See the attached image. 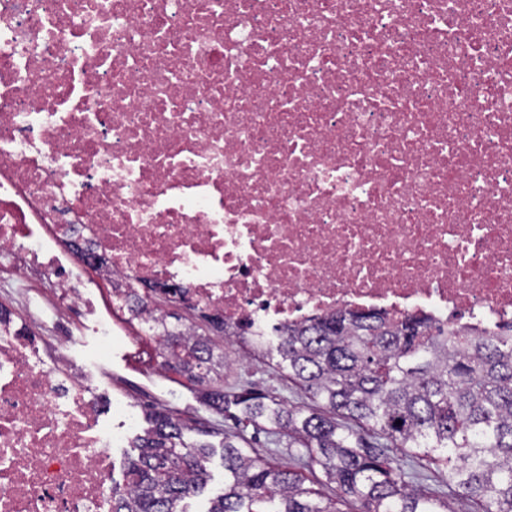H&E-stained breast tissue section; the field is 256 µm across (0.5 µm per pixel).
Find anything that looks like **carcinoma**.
<instances>
[{
    "label": "carcinoma",
    "instance_id": "cac0c4a2",
    "mask_svg": "<svg viewBox=\"0 0 512 512\" xmlns=\"http://www.w3.org/2000/svg\"><path fill=\"white\" fill-rule=\"evenodd\" d=\"M162 322V366L203 387L206 404L235 421L224 432V493L208 512H339L304 486L298 471L252 455L244 429L288 436L298 464H317L326 483L359 512H451L421 484L420 462L448 469V487L482 512H512V324L489 337L444 329L422 315L394 321L349 310L279 330L275 347L238 341L288 371L306 406L270 392L228 393L224 350L181 317ZM133 442L125 488L112 512H187L180 504L207 484L216 448L188 442L186 426L163 411ZM402 451L393 460L382 449Z\"/></svg>",
    "mask_w": 512,
    "mask_h": 512
}]
</instances>
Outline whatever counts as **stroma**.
Here are the masks:
<instances>
[{"mask_svg":"<svg viewBox=\"0 0 512 512\" xmlns=\"http://www.w3.org/2000/svg\"><path fill=\"white\" fill-rule=\"evenodd\" d=\"M137 346L141 351L137 358L127 344H115L105 350L99 337L89 330L70 334L62 343L69 361L87 381L104 420H111L115 407H127L135 413L136 427L141 430L147 426L146 414L151 408H164L186 424L187 441L221 446L230 420L209 410L196 387L184 377L175 374L155 379L151 369L154 342L143 338ZM243 386L275 392L291 405L305 401L285 372L262 359H243L225 370L226 391Z\"/></svg>","mask_w":512,"mask_h":512,"instance_id":"stroma-1","label":"stroma"}]
</instances>
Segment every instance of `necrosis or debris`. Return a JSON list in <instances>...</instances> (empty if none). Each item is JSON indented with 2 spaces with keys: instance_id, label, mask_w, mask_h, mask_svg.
<instances>
[{
  "instance_id": "obj_1",
  "label": "necrosis or debris",
  "mask_w": 512,
  "mask_h": 512,
  "mask_svg": "<svg viewBox=\"0 0 512 512\" xmlns=\"http://www.w3.org/2000/svg\"><path fill=\"white\" fill-rule=\"evenodd\" d=\"M158 282L254 336L512 323V0H0V286L107 345ZM121 438L0 324V512H112Z\"/></svg>"
}]
</instances>
